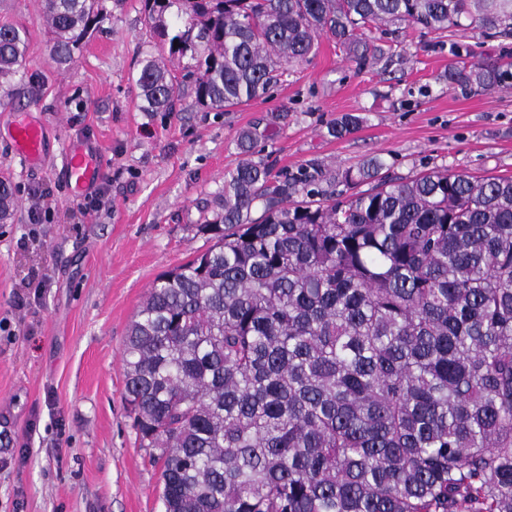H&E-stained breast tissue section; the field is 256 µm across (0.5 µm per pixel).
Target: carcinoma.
Listing matches in <instances>:
<instances>
[{"label":"carcinoma","mask_w":512,"mask_h":512,"mask_svg":"<svg viewBox=\"0 0 512 512\" xmlns=\"http://www.w3.org/2000/svg\"><path fill=\"white\" fill-rule=\"evenodd\" d=\"M143 2L157 39L133 77L145 112L175 111L167 55L194 61L198 105L231 112L321 33L360 66L384 55L381 24L512 36V0ZM44 12L59 65L104 18L102 0ZM26 49L1 22L0 74ZM448 83L511 88L512 61H458ZM256 142L239 134L245 158L200 225L214 244L155 280L124 342L164 512H512V178L393 179L377 157L275 174ZM13 202L0 177L1 222Z\"/></svg>","instance_id":"cac0c4a2"}]
</instances>
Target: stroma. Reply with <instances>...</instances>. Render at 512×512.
I'll return each instance as SVG.
<instances>
[{
  "instance_id": "35a3bbf8",
  "label": "stroma",
  "mask_w": 512,
  "mask_h": 512,
  "mask_svg": "<svg viewBox=\"0 0 512 512\" xmlns=\"http://www.w3.org/2000/svg\"><path fill=\"white\" fill-rule=\"evenodd\" d=\"M41 4L0 0V20L28 38L23 68L0 79V175L15 192L0 223V512H163L161 470L127 411L122 349L156 278L211 246L197 226L242 159L238 133L256 131L278 171L377 156L393 178L431 168L512 177V88L464 92L446 79L449 62L512 54V37L389 25L374 33L385 56L363 67L322 37L247 106L202 108L185 77L175 112H144L132 81L155 50L143 0H103L100 29L63 66ZM347 113L363 124L330 136ZM15 114L48 126L43 165L15 156ZM76 142L102 154L111 210L82 211L71 193L61 168ZM35 187L50 191L38 224Z\"/></svg>"
}]
</instances>
